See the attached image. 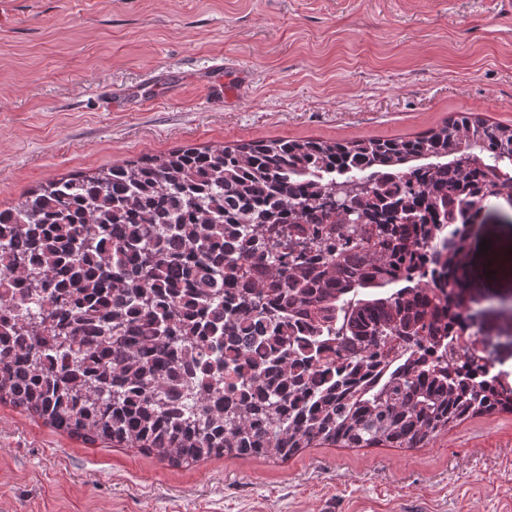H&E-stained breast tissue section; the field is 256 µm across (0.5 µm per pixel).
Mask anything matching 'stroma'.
<instances>
[{
	"mask_svg": "<svg viewBox=\"0 0 512 512\" xmlns=\"http://www.w3.org/2000/svg\"><path fill=\"white\" fill-rule=\"evenodd\" d=\"M460 111L512 124V0H0V209L146 154L408 136ZM475 239L467 295L512 382V204L490 200ZM0 512H512V414L424 448L174 466L0 403Z\"/></svg>",
	"mask_w": 512,
	"mask_h": 512,
	"instance_id": "35a3bbf8",
	"label": "stroma"
}]
</instances>
